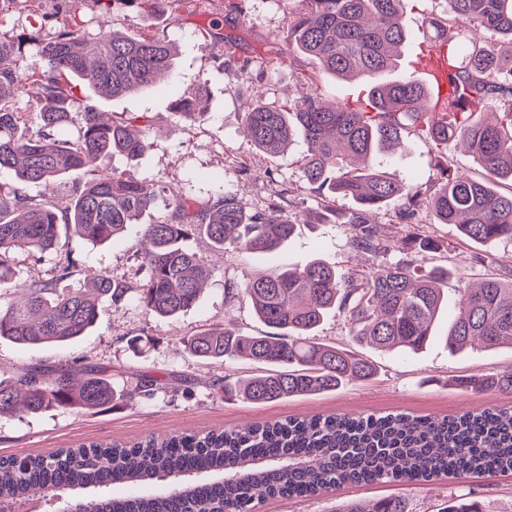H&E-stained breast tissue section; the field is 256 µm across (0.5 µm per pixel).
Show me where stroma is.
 Instances as JSON below:
<instances>
[{
	"label": "stroma",
	"instance_id": "1",
	"mask_svg": "<svg viewBox=\"0 0 512 512\" xmlns=\"http://www.w3.org/2000/svg\"><path fill=\"white\" fill-rule=\"evenodd\" d=\"M171 0L164 12L152 9L149 0H120L102 11L94 0H14L0 32L23 40L25 61L36 58L38 41L52 38L46 19L70 6L84 22L87 38L113 29L129 35L158 36L176 47L168 77L144 90L115 99H98L101 111L122 114L146 129L150 146L134 160L113 157L110 171L186 192L205 201L229 191L249 212L271 204L288 206L290 212H316L320 201L302 177L301 158L306 152L302 135L276 154L257 150L243 135V106L259 100L293 106L306 81H314L326 101L354 106L367 103L368 78L342 81L323 71L316 61L303 58L295 66L270 69L264 60L285 48L289 11L298 0ZM443 0H409L402 17L407 40L399 66L391 79L413 74L412 63L423 39L421 21L442 14ZM200 92L208 112L200 124L177 120L174 107L190 92ZM378 167L389 176L428 189L443 168L480 179L484 170L457 141L435 145L416 133H402L394 151L378 158ZM161 215L143 213L121 237L104 244L75 238L69 243L79 266L70 284L84 286L99 273L136 282V245L142 225ZM422 231L434 243L433 262L449 265L448 297L456 299L464 287L474 258L486 268L512 262V242L477 244L457 234L432 216L421 215ZM352 228L347 224L301 221L295 236L273 254L229 249L212 251L204 239L192 240L212 270L199 300L172 318L147 315L135 294H128L121 310L103 306L88 336L64 346L24 347L0 338V377L31 364L62 365L78 370L91 364L109 367L117 389L132 387L141 374L158 377L152 399L138 397L97 409L49 408L36 414L0 418V456L47 453L80 442L108 443L181 432L204 433L212 429L274 421L287 416L316 414L450 415L485 406L512 405V393L475 392L466 381L512 369V349L450 353L443 341L447 322H440V338L417 354L380 351L367 346L357 352L372 362L377 373L371 380L353 382L336 391L262 405L227 400L211 382L223 375L248 376L259 367L234 359L211 365L193 356L183 340L200 329L234 317L243 332L259 335L265 325L241 300L225 294L227 283L265 273L279 266H297L319 257L345 270L376 264L373 255H360L351 247ZM137 346H129L130 338ZM398 496L408 512H438L452 500L468 499L481 512H512V472H486L461 479L433 480L419 485L375 483L344 486L338 493L313 499L265 500L259 512H334L337 501L358 500L370 505Z\"/></svg>",
	"mask_w": 512,
	"mask_h": 512
}]
</instances>
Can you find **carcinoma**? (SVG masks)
I'll return each mask as SVG.
<instances>
[{
	"instance_id": "carcinoma-1",
	"label": "carcinoma",
	"mask_w": 512,
	"mask_h": 512,
	"mask_svg": "<svg viewBox=\"0 0 512 512\" xmlns=\"http://www.w3.org/2000/svg\"><path fill=\"white\" fill-rule=\"evenodd\" d=\"M299 2L300 9L288 12V43L338 78L376 79L368 91L370 111L344 103L325 106L315 93L290 110L257 101L244 112L246 137L255 148L277 153L301 131L307 143L301 169L310 190L333 213L332 198L355 200L351 246L382 261L341 273L313 258L301 268H275L228 285L227 293L247 303L268 332L244 333L228 318L189 336L185 347L208 364L241 358L263 365L249 377L214 383L226 399L258 404L332 392L375 376L368 360L316 337L331 313L344 318L360 345L415 353L430 342L448 305L442 288L448 271L428 266L429 242L417 231L418 215L453 224L476 243L512 242V191L494 187L498 180H512V0H444L446 16L422 19L430 38L448 43V64L461 93L477 107L496 110L493 121L465 106L429 120L423 111L426 93L417 80H377L397 66L406 38L401 23L406 0ZM471 24L508 38L511 47L468 48L459 38L461 28ZM82 25L76 13L64 15L56 36L41 43L37 59L27 64L22 42L0 34V169L12 170L19 181L17 187L0 186V287L13 280L14 252L36 250L54 260L50 277L24 285L23 303L0 302V338L21 346H60L88 335L102 305L117 308L132 290L147 314L174 317L198 300L211 276L191 240L200 236L216 250L270 253L296 229L276 203L249 215L231 192L201 202L104 174L113 156L134 159L148 142L130 131L128 119L101 121L93 101L75 95L78 82L103 97L134 93L171 68L173 52L159 37L113 30L102 33L90 50ZM26 80L40 89L32 128L26 113L15 111L3 94ZM175 115L203 119L198 95L181 99ZM66 126L76 134L63 139L59 131ZM409 126L434 144L462 140L486 177L447 169L437 185L421 191L384 175L373 157L389 152ZM69 175L78 177V187L62 211L23 190ZM393 199L403 201L399 219L407 226L396 242L371 220ZM154 207L163 215L141 227L149 248L138 253L142 277L136 285L103 272L91 289L60 287L78 267L62 239L107 242ZM415 244V254L388 260ZM476 281L458 289L446 337L451 351L512 346V267L480 274ZM108 371L100 365L81 373L62 365L26 366L0 378V417L50 406L107 405L118 397ZM467 386L512 392V369ZM495 470L512 471L511 407L443 417H287L201 435L82 443L46 455L0 457V512H16L36 492L50 497L67 492L84 512H257L267 498H308L345 484L427 482ZM114 486L128 493L114 496ZM336 512H406V504L387 498L366 509L345 501Z\"/></svg>"
}]
</instances>
